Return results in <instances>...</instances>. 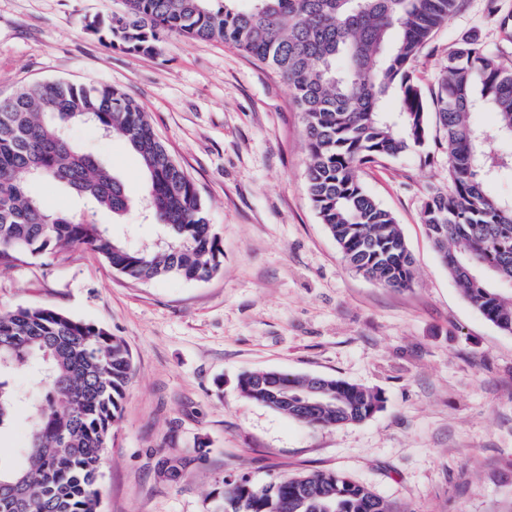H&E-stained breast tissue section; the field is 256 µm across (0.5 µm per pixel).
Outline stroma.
Here are the masks:
<instances>
[{
    "label": "stroma",
    "mask_w": 512,
    "mask_h": 512,
    "mask_svg": "<svg viewBox=\"0 0 512 512\" xmlns=\"http://www.w3.org/2000/svg\"><path fill=\"white\" fill-rule=\"evenodd\" d=\"M121 0H0V96L64 80L117 88L147 113L195 183L222 249L209 280H129L68 249L0 270V311L50 306L125 341L132 373L103 468L101 512H211L229 476L262 485L335 471L397 512H512V334L464 297L421 212L448 188L432 146L365 165V190L395 217L411 287H383L342 258L310 201L301 112L287 82L232 45L166 35L160 53L106 46L86 28ZM512 0H462L411 72L430 91L459 39L500 50ZM70 137L122 179L134 202L117 235H155L140 206L139 157L117 134ZM339 378L377 392L361 424L312 428L240 396L241 373ZM187 465L174 480L162 456Z\"/></svg>",
    "instance_id": "1"
}]
</instances>
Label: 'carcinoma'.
<instances>
[{
    "mask_svg": "<svg viewBox=\"0 0 512 512\" xmlns=\"http://www.w3.org/2000/svg\"><path fill=\"white\" fill-rule=\"evenodd\" d=\"M124 0V10L87 30L112 48L155 54L163 36L222 40L276 69L305 123L310 200L344 260L376 283L408 288L413 259L393 215L369 195L360 170L424 147L430 114L443 131L448 191L425 204L422 223L464 296L491 323L512 333V202L490 196L488 178L512 170V66L476 40L461 39L430 97L411 66L432 32L461 0ZM489 112L495 124L471 121ZM76 123L122 135L139 156L145 199L160 248L139 249L113 225L50 211L30 191L34 178L64 186L95 212L121 218L132 207L123 183L68 139ZM88 247L121 275L139 281L177 276L206 280L222 251L194 183L146 113L115 88L45 81L0 98V269L29 256ZM125 342L105 328L48 306L0 313V369L25 366L40 388L31 402L25 459L0 468V512H100L102 467L131 374ZM288 404L266 372L241 375L242 397L311 427L357 424L382 408L365 387L324 379L320 403L303 410L313 379L288 375ZM21 399L0 377V427ZM186 462L159 461L174 478ZM214 512H393L368 487L322 471L284 475L256 487L224 481Z\"/></svg>",
    "mask_w": 512,
    "mask_h": 512,
    "instance_id": "1",
    "label": "carcinoma"
}]
</instances>
